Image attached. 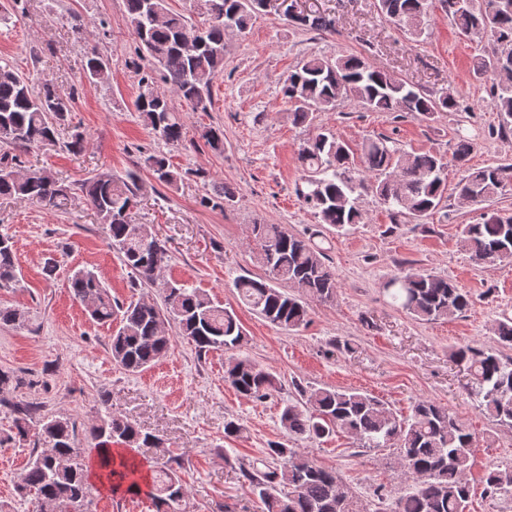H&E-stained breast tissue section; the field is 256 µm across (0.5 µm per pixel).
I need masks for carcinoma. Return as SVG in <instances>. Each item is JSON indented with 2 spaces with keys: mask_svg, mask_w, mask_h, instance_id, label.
Wrapping results in <instances>:
<instances>
[{
  "mask_svg": "<svg viewBox=\"0 0 512 512\" xmlns=\"http://www.w3.org/2000/svg\"><path fill=\"white\" fill-rule=\"evenodd\" d=\"M465 34L491 37V46L475 64V73L494 80V105L502 117V133L512 131V0H378L384 15L414 37H421L433 2ZM205 16L194 27L189 18L168 7V0H125L128 22L139 40L136 64L140 91L135 111L154 134L168 144L184 138V128L156 79L171 86L194 112L211 107V86L224 71V38L229 30L244 32L253 15L267 9L266 0H193ZM290 23L306 30L333 33L336 20L319 11ZM198 31L200 43L187 51L186 34ZM109 63L98 50L86 55L85 76L108 79ZM160 77H155V74ZM283 96L296 127L309 128L313 114L333 111L336 103L354 97L371 112H410L426 119L453 112L456 97L448 92L427 93L402 78L371 68L364 57L343 55L301 59L288 75ZM73 97H64L10 66H0V143L16 153L0 154V198H15L59 208L80 191L106 234L108 244L139 279L148 283L169 259L164 243L148 249L139 240L134 208L141 184L135 172L118 178L100 171L77 185L67 184L45 168H30L20 176L21 155L51 142L68 121ZM472 149L469 138L458 135L453 159L463 166ZM298 159L306 172L297 187L299 198L311 205L320 221L342 231L359 223L358 189L371 192L386 206L393 220H424L443 207L448 191V159L444 155L398 153L388 139L377 136L363 145V173L351 174L349 148L329 129L309 134L300 144ZM161 184L176 186L181 173L163 153L146 158ZM512 185V164L468 168L457 183L459 196L476 203L489 202ZM460 242L478 265L512 264V217L492 214L477 224L460 225ZM253 235L259 259L270 279L240 276L234 287L240 299L270 324L296 331L307 324L302 297L282 288H301L327 300L336 291V277L326 264L323 249L310 239L292 234L277 224H255ZM16 281L14 244L0 235V288ZM80 302H90L87 313L97 323L118 324L111 336L113 361L128 372L158 363L168 352L171 337L158 325L173 323L198 353H228L224 381L242 396L262 399L277 388L276 377L261 365L239 355L245 330L234 311L216 304L197 290L170 281L163 289L162 305L139 301L124 307L112 300L102 281L90 270H78L69 280ZM384 290L392 305L421 321L452 320L470 306L467 291L452 280L414 268L391 276ZM452 356L470 375L469 394L478 408L496 424L512 429V356L473 344L456 347ZM298 397L283 404L280 423L285 439L268 444L263 457L245 463L224 455V463L238 471L262 505V512H361L350 488L334 469L319 466L288 442L320 441L342 431L365 450H397L401 474L408 482L393 507L379 500L375 512H467L468 474L472 466L473 435L448 411L428 400L413 405L399 417L382 399L356 388L313 387L294 384ZM0 407L13 417L15 438L32 441L29 463L17 491L32 495L50 512H91L89 483L92 453L112 442L121 445L97 475V492L116 495L126 490L144 493L158 512H181L186 495L180 456L151 464L137 459L138 448L160 445L132 422L108 415L91 424L93 448L79 441L77 425L58 415L41 417L39 406L23 399H2ZM485 493L492 499L512 497V469L491 468L485 474Z\"/></svg>",
  "mask_w": 512,
  "mask_h": 512,
  "instance_id": "cac0c4a2",
  "label": "carcinoma"
}]
</instances>
